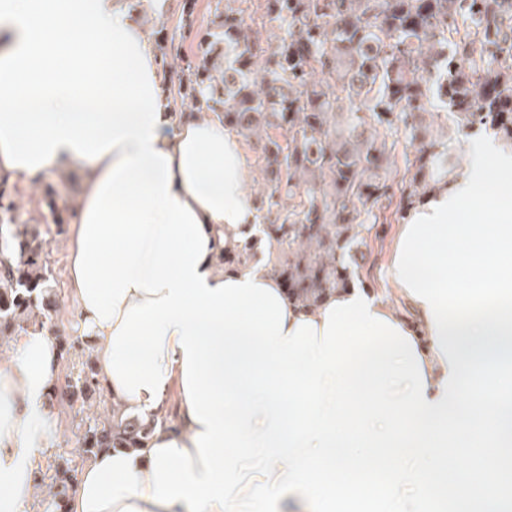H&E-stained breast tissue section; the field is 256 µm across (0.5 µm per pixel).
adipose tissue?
I'll return each mask as SVG.
<instances>
[{
	"label": "adipose tissue",
	"instance_id": "adipose-tissue-1",
	"mask_svg": "<svg viewBox=\"0 0 512 512\" xmlns=\"http://www.w3.org/2000/svg\"><path fill=\"white\" fill-rule=\"evenodd\" d=\"M397 225L389 293L304 307L262 265L236 133L175 118L124 0H0V176L77 169L68 282L99 378L177 429L99 452L68 512H486L512 507V147ZM59 352L0 362V512H28Z\"/></svg>",
	"mask_w": 512,
	"mask_h": 512
}]
</instances>
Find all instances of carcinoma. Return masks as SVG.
<instances>
[{"mask_svg":"<svg viewBox=\"0 0 512 512\" xmlns=\"http://www.w3.org/2000/svg\"><path fill=\"white\" fill-rule=\"evenodd\" d=\"M198 0H181L176 29L193 28ZM214 0L213 28L190 53L176 47L179 71L162 70V89L180 116L202 113L260 147L259 223L226 269L260 262L304 305L359 276L355 229L400 212L456 171L451 144L467 130L491 131L512 146V0ZM270 28L267 37L260 29ZM444 111L450 120H427ZM414 159L394 168L397 134ZM16 185L0 177V346L29 330L54 331L64 383L48 394L58 413L102 411L76 424L79 457L142 448L166 417L147 419L108 403L96 361L77 336L56 327L60 303L49 259V225L19 217ZM47 185L52 223L73 208ZM399 203H394V199ZM46 487V512H67L79 481L60 456Z\"/></svg>","mask_w":512,"mask_h":512,"instance_id":"carcinoma-1","label":"carcinoma"}]
</instances>
